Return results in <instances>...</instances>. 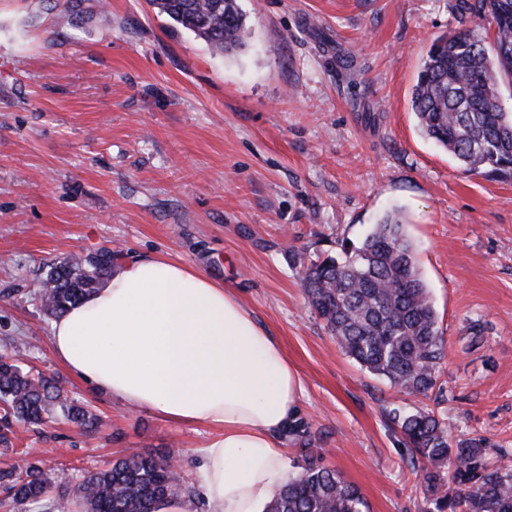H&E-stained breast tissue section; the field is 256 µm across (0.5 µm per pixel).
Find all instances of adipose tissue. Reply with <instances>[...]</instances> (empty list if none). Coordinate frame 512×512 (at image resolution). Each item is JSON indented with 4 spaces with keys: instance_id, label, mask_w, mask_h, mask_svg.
<instances>
[{
    "instance_id": "adipose-tissue-1",
    "label": "adipose tissue",
    "mask_w": 512,
    "mask_h": 512,
    "mask_svg": "<svg viewBox=\"0 0 512 512\" xmlns=\"http://www.w3.org/2000/svg\"><path fill=\"white\" fill-rule=\"evenodd\" d=\"M55 358L100 394L212 436L194 496L161 512H267L288 481L297 368L223 281L161 254L117 267L51 326Z\"/></svg>"
}]
</instances>
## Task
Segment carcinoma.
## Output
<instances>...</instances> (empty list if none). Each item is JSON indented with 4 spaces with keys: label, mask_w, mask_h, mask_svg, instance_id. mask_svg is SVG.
<instances>
[{
    "label": "carcinoma",
    "mask_w": 512,
    "mask_h": 512,
    "mask_svg": "<svg viewBox=\"0 0 512 512\" xmlns=\"http://www.w3.org/2000/svg\"><path fill=\"white\" fill-rule=\"evenodd\" d=\"M159 13L203 40L212 52L228 54L245 46L250 34L238 0H152ZM460 14L487 23L473 31L433 41L418 73L412 106L422 134L448 151L463 173L512 179V112L499 107L500 89L512 87V0H457ZM306 267L308 302L344 353L391 387L427 397L437 385L444 341L430 291L417 265L415 247L397 213L386 215L357 245ZM115 253L108 247L54 262L40 284L41 308L58 316L102 287L112 273ZM0 443H10V420L40 424L50 415L85 428L94 415L70 400L59 381L23 369L0 355ZM407 447L433 469L424 470L438 512H512V468L489 470L482 439L455 445L429 410L394 413ZM309 449L306 465L293 473L267 512H367L359 488L320 465ZM167 458L124 455L94 472L72 495L53 507L85 512H159L188 489L171 476ZM0 486L19 505L50 498L51 483L31 464L25 473L0 470Z\"/></svg>",
    "instance_id": "1"
}]
</instances>
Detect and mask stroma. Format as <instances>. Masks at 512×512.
Here are the masks:
<instances>
[{
    "mask_svg": "<svg viewBox=\"0 0 512 512\" xmlns=\"http://www.w3.org/2000/svg\"><path fill=\"white\" fill-rule=\"evenodd\" d=\"M452 3L239 0L251 35L222 56L148 0H0V344L98 416L16 423L0 469L40 461L58 495L133 448L196 484L208 428L97 394L52 353L40 281L103 246L232 288L302 377L291 465L319 449L370 512H436L390 410H432L452 441L484 439L489 467L512 462V180L463 174L411 107L432 41L478 27ZM394 210L445 338L426 398L348 358L302 286Z\"/></svg>",
    "mask_w": 512,
    "mask_h": 512,
    "instance_id": "35a3bbf8",
    "label": "stroma"
}]
</instances>
